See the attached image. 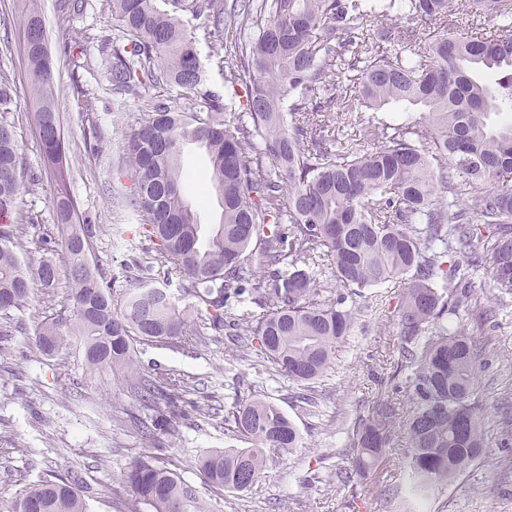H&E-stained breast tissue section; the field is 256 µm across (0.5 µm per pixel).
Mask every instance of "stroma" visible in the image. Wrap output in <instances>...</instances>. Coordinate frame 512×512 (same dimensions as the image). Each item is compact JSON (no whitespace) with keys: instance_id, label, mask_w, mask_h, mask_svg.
I'll return each mask as SVG.
<instances>
[{"instance_id":"35a3bbf8","label":"stroma","mask_w":512,"mask_h":512,"mask_svg":"<svg viewBox=\"0 0 512 512\" xmlns=\"http://www.w3.org/2000/svg\"><path fill=\"white\" fill-rule=\"evenodd\" d=\"M64 2L0 0V73L7 74L15 88L0 120L16 131L22 167L20 233L29 240L53 235L58 222L55 182L34 121L38 103L29 91L26 66L25 18L33 9L44 19L55 60L54 95L65 140L68 189L80 218L97 228L89 261L113 276L112 287L119 292L144 265L154 281L163 282L164 267L153 244L139 234V216L124 205L133 183L119 172L122 138L154 103L202 111L206 93L224 91V65L205 40L203 19L183 11L179 17L197 41L203 69L197 90L148 83L138 96H115L110 53L103 47L118 29L112 0H85L77 14L65 13ZM66 31L81 44L82 69H73L64 54ZM88 98L94 105L90 112L84 108ZM179 165L186 196L200 204V222L219 223L221 208L209 182L204 150L185 145ZM19 258L30 267L52 259L60 276L53 295L35 285L24 308L0 311V323L9 322L13 328L12 336L0 341V512H8L26 486L54 478L79 481L89 512H127L117 490L129 461L147 451L199 485L216 512H512V452L500 448L505 420L512 418V298L506 301L507 315L484 328H477L470 315L459 322L465 330L480 332L490 452L453 485L416 497L409 492L406 435L397 428L391 431L386 458L369 476L343 483L326 475L340 463L355 418L371 413L383 398L409 392L404 377L395 373L393 351L398 328L392 312L402 288L399 281L367 289L357 324L337 345L330 376L319 386L321 405L314 413L296 400L298 387L287 374L265 370L255 353L237 354L225 337L209 336L179 352L141 346L138 358L146 373L174 372L187 382L149 436L141 423L150 412L133 386L108 369L87 373L75 344L63 346L53 357L40 353L35 333L64 304L69 269L59 250L23 251ZM255 393L267 396L294 423L298 448L248 491L202 485L198 456L233 445L224 418L234 400Z\"/></svg>"}]
</instances>
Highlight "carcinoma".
<instances>
[{
    "label": "carcinoma",
    "mask_w": 512,
    "mask_h": 512,
    "mask_svg": "<svg viewBox=\"0 0 512 512\" xmlns=\"http://www.w3.org/2000/svg\"><path fill=\"white\" fill-rule=\"evenodd\" d=\"M112 0L127 43L112 47L117 94H137L144 80L195 90L202 69L195 37L176 13L184 0ZM206 20L214 55L229 44L224 81L244 91L238 110L206 94L205 111L157 103L122 140L135 190L129 207L154 239L167 280L188 282L192 302L179 307L150 277L116 295L89 263L93 231L80 223L58 167L64 137L51 87L52 58L41 15L38 44L26 50L34 120L57 165L55 207L60 248L71 276L66 311L43 322L35 342L46 355L76 337L87 372L105 368L135 381L144 406L170 404L184 381L143 372L138 346H196L200 337L258 342L260 358L285 372L315 404L312 384L331 368L336 344L350 332L364 290L400 279L394 317L397 370L409 371L404 413L391 399L356 422L353 456L336 478H365L401 424L410 443L412 492L450 484L488 453L479 398L481 347L474 334L444 321L471 307L467 277L454 270L488 261L486 293L512 296V0H193ZM406 18L407 25L396 20ZM497 27L488 30L484 19ZM463 29L452 33L448 27ZM419 107L400 124L374 122L388 105ZM338 121L359 139L329 135ZM204 148L221 222L206 230L181 186L178 157ZM18 145L0 121V216L17 210ZM480 216L473 224L470 215ZM17 225L0 224V304L25 306L31 283L55 288L57 265L23 268ZM331 267L335 283L320 281ZM261 278L246 287L243 272ZM262 313L238 309L244 295ZM230 432L246 448H220L198 459L209 487L245 491L269 466L299 447L300 437L272 401L231 406ZM128 512H213L179 474L142 454L126 467ZM87 512L76 481L42 480L16 498L14 512Z\"/></svg>",
    "instance_id": "carcinoma-1"
}]
</instances>
